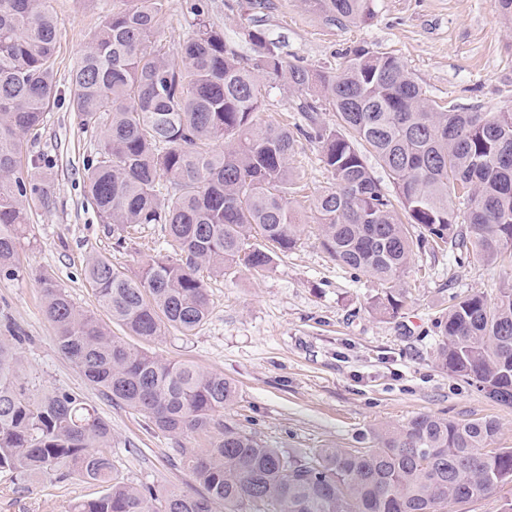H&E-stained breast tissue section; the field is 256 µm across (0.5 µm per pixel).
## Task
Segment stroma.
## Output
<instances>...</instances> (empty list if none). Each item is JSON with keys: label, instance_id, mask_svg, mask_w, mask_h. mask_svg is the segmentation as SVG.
<instances>
[{"label": "stroma", "instance_id": "stroma-1", "mask_svg": "<svg viewBox=\"0 0 512 512\" xmlns=\"http://www.w3.org/2000/svg\"><path fill=\"white\" fill-rule=\"evenodd\" d=\"M246 0H212L213 20L238 51L250 19L261 20L287 62L309 68L340 65L355 48L400 58L431 104L489 112L512 111V15L493 0H373L354 25L330 24L305 0H272L269 10ZM58 24V96L39 132L37 151L54 164L56 207L31 216L20 241V277L0 279V336L18 335L26 377L80 393L112 426V463L125 482L174 488L200 485L180 464L179 448H201L196 435L171 436L145 415L112 402L91 385L58 348L42 312L41 273H49L78 309L98 312L85 280L87 261L104 256L128 273L165 251L153 230L115 249L112 227L100 223L83 192V159L94 140L69 105V73L100 15L125 9V0H51ZM302 95L273 90L261 121L304 126ZM292 164L302 176L298 206L306 227L298 247L279 256L269 272L232 270L211 279V313L193 334L168 330L152 352L223 373L237 386L224 420L285 453L350 448L378 426H402L429 413L455 420L493 418L498 447H512V407L492 401L436 361L435 322L459 298H494L512 285V265L478 258L457 264L447 253H421L401 278L402 307L387 319L371 308L380 286L367 274L342 267L322 250L314 201L333 180L320 148L299 140ZM98 486L73 478L16 481L0 473V512H68Z\"/></svg>", "mask_w": 512, "mask_h": 512}]
</instances>
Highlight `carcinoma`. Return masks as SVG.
Masks as SVG:
<instances>
[{
    "label": "carcinoma",
    "instance_id": "cac0c4a2",
    "mask_svg": "<svg viewBox=\"0 0 512 512\" xmlns=\"http://www.w3.org/2000/svg\"><path fill=\"white\" fill-rule=\"evenodd\" d=\"M309 3L342 26L370 13V0ZM186 9L192 35L174 49L157 40L165 0L104 13L69 74L71 109L95 134L84 160L88 202L112 225L116 247L149 225L170 246L133 276L106 258L85 265L99 307L127 335L150 344L170 328L192 333L210 314L201 269L270 271L274 254L301 240L295 135L258 120L282 86L307 95L300 134L319 145L334 179L315 202L321 246L381 286L374 311L397 316L398 281L428 246L458 263L471 255L512 263L511 111L438 109L399 58L364 48L337 68L291 64L257 26L243 32L253 50L244 58L211 20L208 0ZM56 43L50 0H0V278L20 276L29 213L56 204L51 162L29 150L58 95ZM324 105L330 126L318 118ZM40 282L58 349L89 382L163 433L208 438L203 448L176 449L202 492L134 487L114 469L112 427L96 407L29 381L19 337L0 336V473L103 488L70 512H447L512 483V448L493 447L500 424L492 418L419 414L371 431L367 448L286 456L224 423L237 393L224 374L135 347L77 309L52 276ZM436 335L443 368L512 406V287L459 299Z\"/></svg>",
    "mask_w": 512,
    "mask_h": 512
}]
</instances>
